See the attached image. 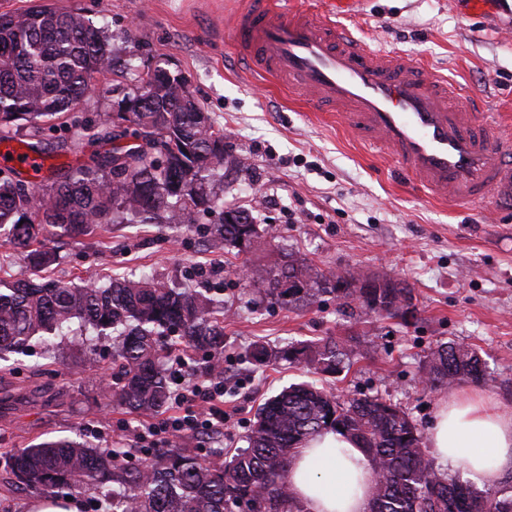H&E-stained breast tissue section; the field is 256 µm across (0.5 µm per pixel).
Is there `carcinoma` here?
I'll return each mask as SVG.
<instances>
[{
  "label": "carcinoma",
  "instance_id": "obj_1",
  "mask_svg": "<svg viewBox=\"0 0 512 512\" xmlns=\"http://www.w3.org/2000/svg\"><path fill=\"white\" fill-rule=\"evenodd\" d=\"M116 38L106 25L40 0L23 13H0V141L22 136L44 153V140L63 132L74 140L109 144L86 166L51 167L41 194L26 182L0 177V237L19 253L32 277L0 281V359L21 351L40 333L78 322L80 330L112 337V374L106 395L136 416L164 413L173 391L165 354L175 339L192 354L205 352L210 371L224 373V300L194 288L114 278L106 286L75 285L39 273L56 264L57 247L41 238L48 227L72 239L101 224H171L189 228L201 214L234 213L243 224L213 225L217 246L248 249L258 225L239 206L224 207V131L195 102L185 82L161 68L146 78L132 59L116 68ZM118 77L116 101L95 123L77 112L100 75ZM130 105L119 128L112 106ZM281 264L254 265L252 278L266 297L288 310H303L321 294L339 304L358 302L387 318L414 315L412 289L391 279L366 293L371 277L357 271L325 274L292 253ZM358 354L333 336L280 349V358L305 362L335 375ZM265 343L252 344L248 360L270 362ZM431 389L486 380L479 352L445 343L422 365ZM333 430L356 441L372 464L369 512H512V482L476 488L447 477L423 446L412 419L379 396L342 400L311 383L293 384L259 408L248 446L208 460L186 448L157 451L131 462L122 446L93 451L73 439L46 440L0 460L5 483L38 497L64 500L93 492L95 512H304L288 486V468L311 437Z\"/></svg>",
  "mask_w": 512,
  "mask_h": 512
}]
</instances>
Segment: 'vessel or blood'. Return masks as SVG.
<instances>
[{
  "instance_id": "1",
  "label": "vessel or blood",
  "mask_w": 512,
  "mask_h": 512,
  "mask_svg": "<svg viewBox=\"0 0 512 512\" xmlns=\"http://www.w3.org/2000/svg\"><path fill=\"white\" fill-rule=\"evenodd\" d=\"M229 27L250 70L303 101L342 111L356 139L389 153L431 199L456 205L512 204V142L479 118L473 97L425 72L420 60L371 48L327 15L250 0ZM0 168L39 183L42 154L5 141Z\"/></svg>"
}]
</instances>
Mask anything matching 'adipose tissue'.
I'll return each mask as SVG.
<instances>
[{
  "label": "adipose tissue",
  "instance_id": "ef3b65f1",
  "mask_svg": "<svg viewBox=\"0 0 512 512\" xmlns=\"http://www.w3.org/2000/svg\"><path fill=\"white\" fill-rule=\"evenodd\" d=\"M430 441L445 463L464 464L489 485L512 467V416L481 398L454 394L442 401ZM288 483L305 512H365L373 492L366 454L354 441L331 431L300 448Z\"/></svg>",
  "mask_w": 512,
  "mask_h": 512
}]
</instances>
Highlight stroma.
<instances>
[{
	"instance_id": "stroma-1",
	"label": "stroma",
	"mask_w": 512,
	"mask_h": 512,
	"mask_svg": "<svg viewBox=\"0 0 512 512\" xmlns=\"http://www.w3.org/2000/svg\"><path fill=\"white\" fill-rule=\"evenodd\" d=\"M244 0H59L115 32L140 67L181 76L215 126L224 130V200L247 209L260 230L248 250L208 246L218 220L191 230L165 224H116L60 240L52 278L78 285L147 275L184 288H215L224 299L223 436L200 443L187 433L146 436L148 419L112 406V341L74 330L33 337L16 370L0 360V453L68 436L104 449L121 442L134 453L163 448L246 447L259 405L293 383H316L341 397L389 399L429 433L448 390L427 388L420 369L437 345L478 350L487 380L464 384L512 414V206L436 202L409 185L395 161L375 153L335 112H319L276 81L258 83L225 30ZM341 24L371 48L421 58L428 70L465 87L479 111L512 117V0H360ZM291 250L323 271L355 270L405 280L416 312L408 322L339 307L324 294L309 308L271 305L243 274ZM325 336L354 339L371 357L323 376L281 360L255 368L258 340L272 349ZM93 366H86V358Z\"/></svg>"
}]
</instances>
